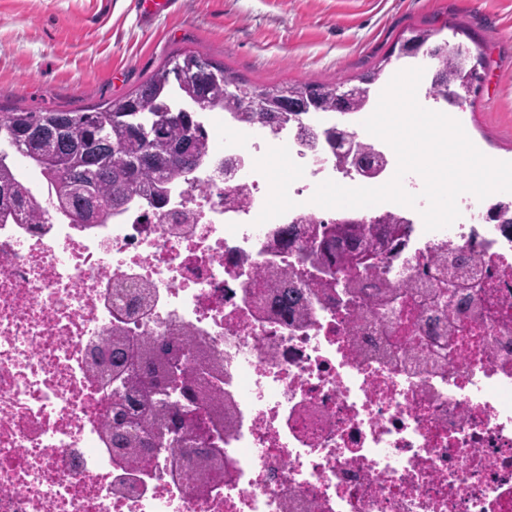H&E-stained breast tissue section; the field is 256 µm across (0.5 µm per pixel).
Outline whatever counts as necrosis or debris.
<instances>
[{"instance_id": "obj_1", "label": "necrosis or debris", "mask_w": 512, "mask_h": 512, "mask_svg": "<svg viewBox=\"0 0 512 512\" xmlns=\"http://www.w3.org/2000/svg\"><path fill=\"white\" fill-rule=\"evenodd\" d=\"M207 156L194 183L163 204L130 202L102 224L48 211L0 224V512H512V226L499 194H464L460 217L428 231L413 208L372 287L312 295L308 267L287 294L255 290L256 272L298 270L311 223L361 220L363 209L312 204L316 186L377 187L375 178L296 126L245 128L207 113ZM277 152L293 172L274 182ZM467 265L471 285L448 312L463 329L451 363L413 357L438 329L416 312L364 313L374 285L399 286L427 256ZM194 345L184 359L214 373L187 400L185 376L161 400L182 432L119 460L109 429L114 329ZM223 461L198 481L202 447ZM180 458L183 477L170 462Z\"/></svg>"}]
</instances>
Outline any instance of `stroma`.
<instances>
[{
	"instance_id": "obj_1",
	"label": "stroma",
	"mask_w": 512,
	"mask_h": 512,
	"mask_svg": "<svg viewBox=\"0 0 512 512\" xmlns=\"http://www.w3.org/2000/svg\"><path fill=\"white\" fill-rule=\"evenodd\" d=\"M481 55L480 90L453 108L487 157L512 162V0H175L144 24L130 0H0V113L84 112L197 51L249 87L351 81L408 66V29Z\"/></svg>"
}]
</instances>
